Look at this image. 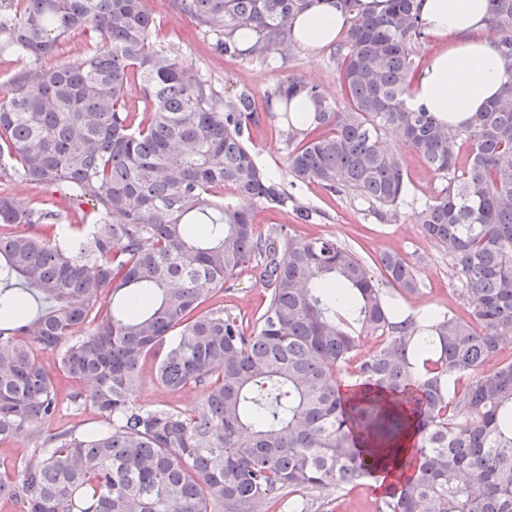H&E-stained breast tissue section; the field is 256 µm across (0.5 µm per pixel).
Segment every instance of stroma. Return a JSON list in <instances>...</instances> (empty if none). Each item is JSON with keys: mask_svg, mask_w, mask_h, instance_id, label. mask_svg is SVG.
Wrapping results in <instances>:
<instances>
[{"mask_svg": "<svg viewBox=\"0 0 512 512\" xmlns=\"http://www.w3.org/2000/svg\"><path fill=\"white\" fill-rule=\"evenodd\" d=\"M150 6L161 20L162 35L180 47L195 70L212 80L221 96L246 87L261 97L285 77L295 74L321 87L333 99L343 98V88L328 50L310 54L296 49L275 55L266 64L221 57L211 52L195 24L174 10L169 0H150ZM283 126L281 117L267 118L253 128L251 134V147L257 160L279 180L288 177L289 148L281 134ZM293 193L311 209L310 222H301L292 209L285 208L259 211L257 226L264 229L281 225L296 235L333 239L350 246L369 262L385 252L399 253L413 263L420 284L417 293L400 297L402 306L442 314L450 311L464 315L471 311L470 300L456 289L447 255L423 236L411 207L402 208L398 223L383 224L369 215L362 201L329 193L317 184L299 185ZM215 301L239 313L244 322L253 323L266 303L258 272L246 269L234 276L231 289L218 294ZM70 391V386L60 385L59 411L49 422H32L16 438L0 443V460L30 459L38 454L43 440L65 429H73L80 438L107 426V417L90 412L76 414L69 399ZM135 399L147 409L174 407L186 412L200 402L201 393L192 386L178 393L168 392L159 385L154 367L148 363L142 370ZM315 496L323 512H378L382 493L366 482L348 491L333 486L320 488Z\"/></svg>", "mask_w": 512, "mask_h": 512, "instance_id": "35a3bbf8", "label": "stroma"}]
</instances>
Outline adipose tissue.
Here are the masks:
<instances>
[{
    "label": "adipose tissue",
    "mask_w": 512,
    "mask_h": 512,
    "mask_svg": "<svg viewBox=\"0 0 512 512\" xmlns=\"http://www.w3.org/2000/svg\"><path fill=\"white\" fill-rule=\"evenodd\" d=\"M419 7L425 31L443 46L414 80L407 103L446 123L464 124L512 81V70L487 35V0H419ZM348 25L347 13L331 0H320L298 17L293 36L311 53L336 40Z\"/></svg>",
    "instance_id": "adipose-tissue-1"
}]
</instances>
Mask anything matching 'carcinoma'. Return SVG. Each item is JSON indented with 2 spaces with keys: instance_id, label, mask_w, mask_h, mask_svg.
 Listing matches in <instances>:
<instances>
[{
  "instance_id": "1",
  "label": "carcinoma",
  "mask_w": 512,
  "mask_h": 512,
  "mask_svg": "<svg viewBox=\"0 0 512 512\" xmlns=\"http://www.w3.org/2000/svg\"><path fill=\"white\" fill-rule=\"evenodd\" d=\"M487 2L512 70V0ZM315 3L171 0L214 36L212 52L262 64L293 46L294 20ZM338 3L351 16L330 55L344 102L295 75L264 97L267 113L299 93L314 109L304 129L282 113L288 184L248 146L253 92L217 104L212 83L158 39L148 0H9L0 11V52L34 63L0 90V176L63 203L0 195V440L54 416L64 380L93 384L71 394L76 409L112 418L81 438L55 433L36 461L3 468L0 498L23 512H257L280 490L370 478L364 442L384 466L410 429L415 463L378 512H512V360L480 372L512 336V82L467 124L445 125L406 103L425 39L415 0H389L380 16ZM243 28L257 33L245 48ZM76 33L92 35L81 57L41 66ZM133 78L140 118L126 100ZM404 146L444 181L415 219L448 254L468 319L407 315L347 245L255 224L257 210L288 206L310 220L288 191L298 183L396 223L409 197ZM377 263L397 290L418 292L406 258ZM249 268L268 302L246 327L212 300ZM105 292L123 309H102ZM26 294L44 307L8 315ZM362 335L379 338L364 355ZM53 351L54 373L39 356ZM149 359L168 391L200 389L193 412L136 402Z\"/></svg>"
}]
</instances>
